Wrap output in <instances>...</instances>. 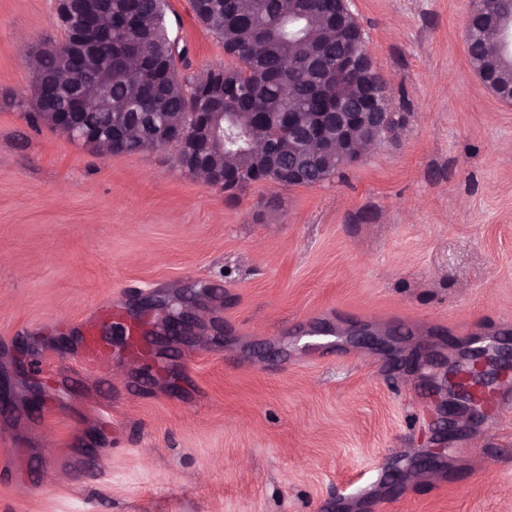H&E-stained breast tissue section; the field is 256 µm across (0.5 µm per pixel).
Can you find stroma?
<instances>
[{
	"label": "stroma",
	"instance_id": "1",
	"mask_svg": "<svg viewBox=\"0 0 512 512\" xmlns=\"http://www.w3.org/2000/svg\"><path fill=\"white\" fill-rule=\"evenodd\" d=\"M350 7L396 138L323 185L231 194L175 147L33 124L57 0H0V512H512V409L443 428L467 336L512 329V107L468 62L470 0ZM166 25L179 78L236 67L189 0ZM104 300L150 315V360L77 365Z\"/></svg>",
	"mask_w": 512,
	"mask_h": 512
}]
</instances>
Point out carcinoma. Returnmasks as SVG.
Segmentation results:
<instances>
[{"label": "carcinoma", "mask_w": 512, "mask_h": 512, "mask_svg": "<svg viewBox=\"0 0 512 512\" xmlns=\"http://www.w3.org/2000/svg\"><path fill=\"white\" fill-rule=\"evenodd\" d=\"M77 19L94 17L100 23L97 53L88 63H71L63 54L65 41L46 46L38 57V71L46 73L48 88L43 109L32 118L51 125L50 114L65 109L73 95L91 103L84 113V123L104 131L124 129V137L112 141L114 154L136 153L154 147L156 131L161 126H185L195 106L196 95L209 74L181 82L175 74L158 79L148 72L130 70L120 60L118 48L126 47L146 58L164 57L175 68L176 56L187 55L177 49L165 23L166 0H75ZM477 7L486 14H512V0H480ZM197 21L224 43V52L236 58L240 67L226 69L232 96L222 101L220 111L239 112L248 120L257 116L254 134L268 133L265 115L282 125L275 166L280 174L288 164L300 162L305 177L302 185L317 186L336 177V155L324 152L312 155L316 147L298 146L299 155L288 150V112H299L305 120L322 111L319 95L311 91L317 73L307 63L312 40L329 39V52L343 51L353 41V34L363 33L344 0H213L207 13L191 3ZM341 16L346 20L345 36L336 44V30L326 23ZM476 43L469 61L472 66L497 74L505 86L512 84V62L503 58L494 31L486 26L474 30ZM365 77L355 72L344 84L342 95L355 107L363 93ZM294 92L293 107H288V92ZM211 164L234 172L245 184L264 180L255 172L252 155L227 147L209 154Z\"/></svg>", "instance_id": "1"}]
</instances>
